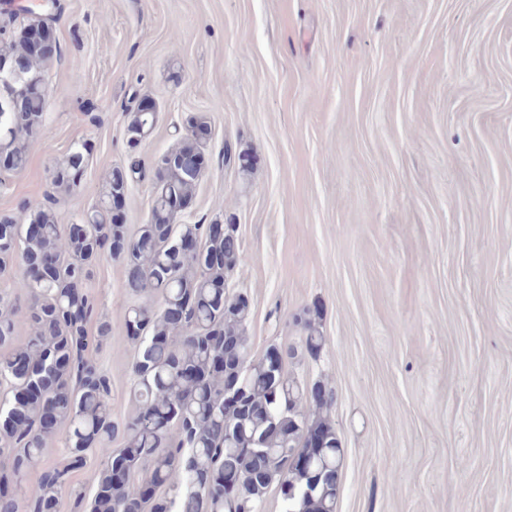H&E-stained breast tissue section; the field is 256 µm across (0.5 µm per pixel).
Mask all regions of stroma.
Segmentation results:
<instances>
[{
    "label": "stroma",
    "mask_w": 512,
    "mask_h": 512,
    "mask_svg": "<svg viewBox=\"0 0 512 512\" xmlns=\"http://www.w3.org/2000/svg\"><path fill=\"white\" fill-rule=\"evenodd\" d=\"M45 136L0 213L74 223L114 168H150L207 116L209 165L182 224H233L228 285L253 357L333 394L336 512H512V0H57ZM481 94H474V86ZM158 122L138 148L139 100ZM80 190L52 184L75 143ZM249 154V174L232 155ZM92 292L88 354L135 409L124 262ZM311 309L322 349L304 352ZM142 107L149 112H144L137 107L125 127L126 140L130 148H136L154 128L157 121L153 102H145Z\"/></svg>",
    "instance_id": "35a3bbf8"
}]
</instances>
